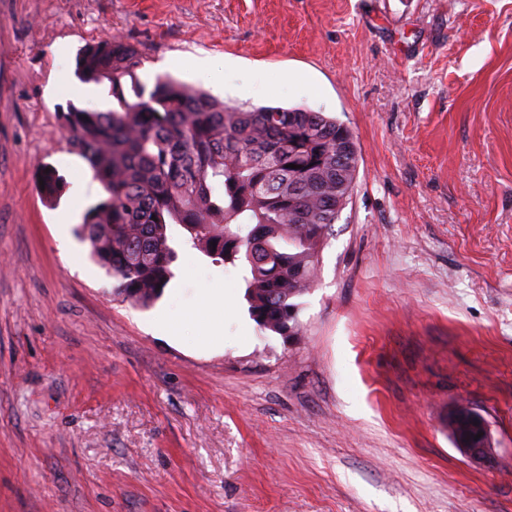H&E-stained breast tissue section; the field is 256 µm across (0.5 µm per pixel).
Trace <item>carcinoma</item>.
Returning <instances> with one entry per match:
<instances>
[{"mask_svg":"<svg viewBox=\"0 0 512 512\" xmlns=\"http://www.w3.org/2000/svg\"><path fill=\"white\" fill-rule=\"evenodd\" d=\"M144 60L116 36L76 58L75 77L108 84L112 96L107 110L70 103L61 112L104 191L84 212L79 236L119 292L148 307L175 276L168 227L178 224L205 256L241 266L261 329L297 333V299L317 281L357 183L353 133L320 112L227 107L165 75L149 86L137 76ZM40 177L42 195L57 200L61 176L51 167Z\"/></svg>","mask_w":512,"mask_h":512,"instance_id":"obj_1","label":"carcinoma"}]
</instances>
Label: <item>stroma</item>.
<instances>
[{
	"mask_svg": "<svg viewBox=\"0 0 512 512\" xmlns=\"http://www.w3.org/2000/svg\"><path fill=\"white\" fill-rule=\"evenodd\" d=\"M110 33L144 82L204 90L190 59L230 55L227 105L352 131L297 335L261 329L239 269L180 226L148 308L59 243L102 196L59 111L111 108L71 92ZM205 288L228 301L218 342ZM461 405L492 462L459 451ZM0 512H512V0H0Z\"/></svg>",
	"mask_w": 512,
	"mask_h": 512,
	"instance_id": "1",
	"label": "stroma"
}]
</instances>
